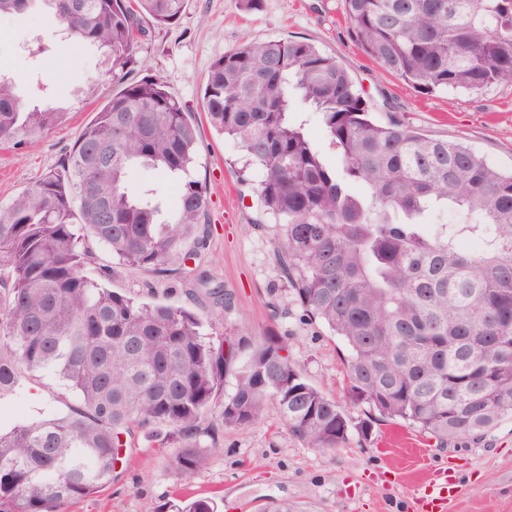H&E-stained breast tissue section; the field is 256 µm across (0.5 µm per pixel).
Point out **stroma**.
<instances>
[{
	"mask_svg": "<svg viewBox=\"0 0 512 512\" xmlns=\"http://www.w3.org/2000/svg\"><path fill=\"white\" fill-rule=\"evenodd\" d=\"M341 0H262L259 9L241 0H188L174 25L149 28L138 52L132 82L151 75L186 105L200 135L191 173L208 189L205 240L186 269L146 274L121 264L104 250L97 265L112 268L109 288L135 301L183 306L196 312L213 342H250L285 337L305 378L336 398L353 419L366 405L346 395L343 342L292 304L275 246L274 220L258 202L259 176L236 142L208 123L203 93L209 68L243 37L304 40L336 56L346 67L380 123L401 121L433 139L460 142L488 163L512 169V86L492 85L479 93L421 94L364 55L350 39ZM44 43L47 53L33 52ZM101 51L80 48L59 20L40 9L0 16V75L12 78L25 104H59L68 116L39 141L0 148V203L28 188L68 155L104 99L122 84L103 79ZM97 83L95 96L84 92ZM208 273L222 285L230 304L220 307L195 295L193 272ZM76 395L57 378L21 376L15 390L0 398V428L24 420L64 414L77 407ZM204 445L214 447L209 463L185 475L172 451L136 435L123 448L117 475L97 493L74 500L64 512H179L194 499H208L217 512H264L287 500L302 512H418L419 488L433 472L458 481L445 512H512V419L479 439L445 448L401 421H375L368 438L351 436L339 447L318 450L290 436L275 403L251 425L227 429L218 412L206 421Z\"/></svg>",
	"mask_w": 512,
	"mask_h": 512,
	"instance_id": "obj_1",
	"label": "stroma"
}]
</instances>
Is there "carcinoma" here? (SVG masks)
Here are the masks:
<instances>
[{"label":"carcinoma","instance_id":"1","mask_svg":"<svg viewBox=\"0 0 512 512\" xmlns=\"http://www.w3.org/2000/svg\"><path fill=\"white\" fill-rule=\"evenodd\" d=\"M38 1L75 43L105 51L114 80L138 64L141 19L171 25L188 2L0 0V14ZM342 12L352 41L418 93L512 85V0H342ZM204 104L261 172L258 197L275 220L292 301L343 340L349 396L369 412L350 419L305 379L283 339L215 346L194 311L138 303L88 275L97 247L154 274L186 264L187 242L204 240L207 189L184 177L197 127L147 75L107 100L60 164L0 204V396L26 371L58 378L80 402L0 431V512H60L110 484L135 429L195 473L214 452L201 436L221 397L225 427L250 425L273 401L288 434L317 449L354 431L366 438L379 418L406 421L441 448L512 418V173L460 143L376 122L343 64L305 41L225 52ZM302 107L321 114L336 166L291 120ZM67 115L27 107L0 80V146L35 141ZM102 143L103 164L94 159ZM133 164L174 181L170 213L153 191H129ZM435 212L459 220L433 230ZM197 283L227 300L205 273Z\"/></svg>","mask_w":512,"mask_h":512}]
</instances>
